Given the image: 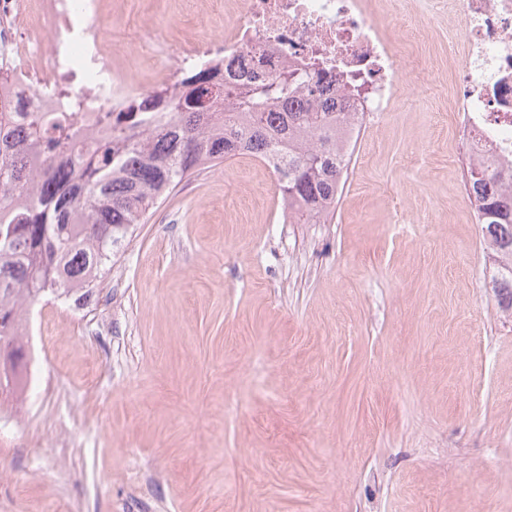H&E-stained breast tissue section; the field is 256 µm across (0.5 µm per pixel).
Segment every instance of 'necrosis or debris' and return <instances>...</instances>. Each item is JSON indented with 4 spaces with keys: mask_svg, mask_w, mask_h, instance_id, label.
Masks as SVG:
<instances>
[{
    "mask_svg": "<svg viewBox=\"0 0 512 512\" xmlns=\"http://www.w3.org/2000/svg\"><path fill=\"white\" fill-rule=\"evenodd\" d=\"M100 0H48L45 26L17 39L11 25L19 0H0V56L14 76L0 85V104L17 101L44 112L78 102L86 135L99 134L97 116L120 111L144 92L134 75L149 60L151 87L175 90L185 64L207 62L224 71L238 93L240 70L328 74L347 102L351 125L389 112L404 83L402 51L383 30L403 0H225L224 47L209 37L163 40L152 22L133 25L121 45L125 68L112 64ZM448 52L458 58L454 99L468 124V157L497 169L512 185V0H448Z\"/></svg>",
    "mask_w": 512,
    "mask_h": 512,
    "instance_id": "obj_1",
    "label": "necrosis or debris"
}]
</instances>
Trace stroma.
<instances>
[{
	"instance_id": "obj_1",
	"label": "stroma",
	"mask_w": 512,
	"mask_h": 512,
	"mask_svg": "<svg viewBox=\"0 0 512 512\" xmlns=\"http://www.w3.org/2000/svg\"><path fill=\"white\" fill-rule=\"evenodd\" d=\"M100 12L224 31L222 0ZM387 32L417 86L362 122L326 223L237 156L136 225L88 305L31 307L0 512H512V312L464 194L448 10Z\"/></svg>"
}]
</instances>
